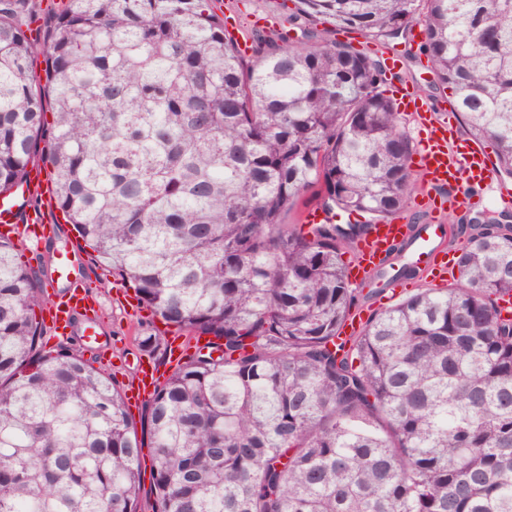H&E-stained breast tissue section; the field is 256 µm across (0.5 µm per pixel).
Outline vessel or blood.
<instances>
[{
	"mask_svg": "<svg viewBox=\"0 0 512 512\" xmlns=\"http://www.w3.org/2000/svg\"><path fill=\"white\" fill-rule=\"evenodd\" d=\"M396 100L400 111L410 115L424 130L417 152L425 178L435 190L426 201L433 217L421 225L416 235L396 218L372 224L358 246V259L351 270L355 280L398 260L421 266L424 277L444 278L450 273L451 264L444 248L448 227L442 222L443 214L450 205L470 204L469 189L474 182L496 175L484 149L478 143L461 139L433 106L401 89L396 92ZM64 221L63 213H56L50 219L42 211L29 212L12 200L0 199V233L13 239L34 244L48 241L57 235ZM54 271L58 279L68 282L69 288L49 305V329L55 336L64 337L72 320L90 309L93 281L88 277L71 279L68 269L60 264L55 265ZM160 377L159 365L143 367L137 383L127 390L129 403L144 404Z\"/></svg>",
	"mask_w": 512,
	"mask_h": 512,
	"instance_id": "obj_1",
	"label": "vessel or blood"
}]
</instances>
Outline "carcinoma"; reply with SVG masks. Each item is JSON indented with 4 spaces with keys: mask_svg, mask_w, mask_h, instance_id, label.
<instances>
[{
    "mask_svg": "<svg viewBox=\"0 0 512 512\" xmlns=\"http://www.w3.org/2000/svg\"><path fill=\"white\" fill-rule=\"evenodd\" d=\"M298 3L291 25L372 38L424 11L419 50L512 174V0ZM12 4L0 196L51 166L94 262L208 340L135 422L109 369L47 347L37 271L1 236L0 512H512V226L471 225L454 282L344 338L362 289L343 255L369 223H286L308 194L373 220L404 209L413 146L381 61L310 31L246 64L210 0H66L41 38Z\"/></svg>",
    "mask_w": 512,
    "mask_h": 512,
    "instance_id": "carcinoma-1",
    "label": "carcinoma"
}]
</instances>
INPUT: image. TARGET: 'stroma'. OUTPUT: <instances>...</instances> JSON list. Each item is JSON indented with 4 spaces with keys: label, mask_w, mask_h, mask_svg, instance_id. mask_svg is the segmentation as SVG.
Returning a JSON list of instances; mask_svg holds the SVG:
<instances>
[{
    "label": "stroma",
    "mask_w": 512,
    "mask_h": 512,
    "mask_svg": "<svg viewBox=\"0 0 512 512\" xmlns=\"http://www.w3.org/2000/svg\"><path fill=\"white\" fill-rule=\"evenodd\" d=\"M298 8L297 0H224L225 17L235 23L240 38L252 39L256 32L278 30L287 24L289 14ZM302 30L294 31L296 41H303L304 30H311L321 36L351 45L354 48H369L373 57H381L392 52L402 55L403 79L419 97L427 102L449 107L447 93L436 88L432 64L418 49L408 48L405 38L370 39L358 32L338 28L332 19L315 16L304 19ZM512 187V175L506 176L504 183L490 182L481 186L477 192V203L456 209V217L466 221L490 219L495 223H508L512 226V204H502L500 193L503 186ZM25 258L41 257L42 266L38 270L40 286L44 299H52L64 290V282L56 280L53 270L57 255H66L72 275L84 276L95 273L103 277L100 270L87 252L81 251L79 241L70 225H63L59 236L48 243L25 245L22 248ZM100 307L99 334L97 338L87 339L83 330L85 321H77L66 340L67 346L81 352L84 356H96L98 361L111 369L119 387L133 382L142 364L148 359L161 362L162 373H169V365L164 364L162 351L153 355L143 354L137 343L138 337L149 335L147 311L137 309L134 292L129 286L95 288Z\"/></svg>",
    "instance_id": "stroma-1"
}]
</instances>
